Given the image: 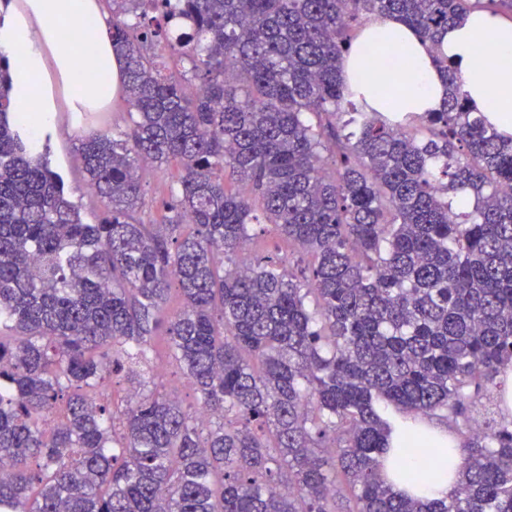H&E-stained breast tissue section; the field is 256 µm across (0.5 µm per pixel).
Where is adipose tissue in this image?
<instances>
[{"label": "adipose tissue", "mask_w": 512, "mask_h": 512, "mask_svg": "<svg viewBox=\"0 0 512 512\" xmlns=\"http://www.w3.org/2000/svg\"><path fill=\"white\" fill-rule=\"evenodd\" d=\"M91 27V41L65 40L66 28ZM487 39L496 56L486 70L478 51ZM440 48L462 74L468 105L512 135V21L487 11L472 12L449 27ZM0 54L11 63L14 120L27 127L32 140L56 125L55 94L65 91L70 112L107 104L122 82V62L112 49L98 0H22L12 20L0 26ZM429 45L413 29L388 15L373 16L358 34L341 64L345 94L370 112H436L446 97V84L432 59ZM435 448L458 442L445 427L427 422L392 421L382 471L394 491L431 500L447 499L458 482L456 470L438 473L424 486L404 482L396 473L413 433Z\"/></svg>", "instance_id": "obj_1"}]
</instances>
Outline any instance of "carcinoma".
Wrapping results in <instances>:
<instances>
[{"instance_id": "obj_1", "label": "carcinoma", "mask_w": 512, "mask_h": 512, "mask_svg": "<svg viewBox=\"0 0 512 512\" xmlns=\"http://www.w3.org/2000/svg\"><path fill=\"white\" fill-rule=\"evenodd\" d=\"M104 2L130 126L80 139L97 223L0 54V512H512V415L477 423L512 365V135L446 55L438 112H364L340 76L375 14L436 46L512 0ZM145 162L175 171L153 222ZM257 224L300 257L255 256ZM158 336L195 407L151 370ZM382 403L459 438L447 499L387 485Z\"/></svg>"}]
</instances>
